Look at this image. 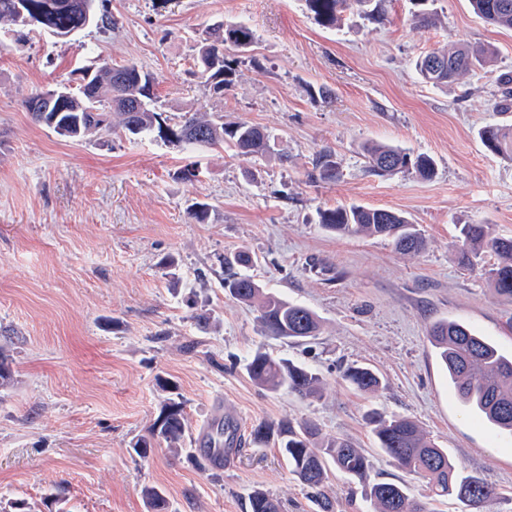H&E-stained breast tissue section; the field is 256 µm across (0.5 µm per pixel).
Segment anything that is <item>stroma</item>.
I'll list each match as a JSON object with an SVG mask.
<instances>
[{
  "mask_svg": "<svg viewBox=\"0 0 512 512\" xmlns=\"http://www.w3.org/2000/svg\"><path fill=\"white\" fill-rule=\"evenodd\" d=\"M112 29L67 39L0 29V347L14 380L0 388V501L44 499L65 489L68 512H152L159 488L168 512H248L260 490L281 512H316L307 488L261 423L313 421L323 436L365 448L366 482L329 471L336 512H368L364 483L404 485L428 512H468L431 497L425 483L382 455L365 422L378 409L412 418L458 469L486 477L496 500L481 512H512V434L495 433L463 406L430 341L442 319L465 322L512 353V302L482 268L457 262L458 227L485 224L512 237V158L488 150L481 130L512 124L499 114L495 76L512 71V30L487 24L469 0H435L436 25L412 23V0H388L375 24L357 9L338 27L315 21L302 0H105ZM220 21L243 22L255 41L228 46L223 96L194 75L196 41ZM493 47L492 67L443 87L423 82L419 55L445 45ZM102 58L151 73L165 116L218 113L271 137L269 153L185 149L124 133L70 140L35 124L22 102ZM377 141L431 156L432 179L369 173L362 147ZM332 155L336 177L313 181ZM192 165L195 181L176 179ZM207 203L204 223L189 214ZM390 209L420 225L414 256L382 237L324 230L317 212L336 206ZM248 251L251 278L312 309L315 340L291 344L262 333L258 312L222 285L224 254ZM316 370L322 398L268 392L244 365L255 351ZM364 365L384 381L364 393L342 378ZM181 401L190 437L177 454L132 450L169 399ZM224 413L241 423L234 455L215 469L187 457L193 434Z\"/></svg>",
  "mask_w": 512,
  "mask_h": 512,
  "instance_id": "stroma-1",
  "label": "stroma"
}]
</instances>
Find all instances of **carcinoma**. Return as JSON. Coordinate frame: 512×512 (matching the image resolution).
Instances as JSON below:
<instances>
[{
	"instance_id": "cac0c4a2",
	"label": "carcinoma",
	"mask_w": 512,
	"mask_h": 512,
	"mask_svg": "<svg viewBox=\"0 0 512 512\" xmlns=\"http://www.w3.org/2000/svg\"><path fill=\"white\" fill-rule=\"evenodd\" d=\"M307 11L323 26L334 27L346 9L357 6L370 21L381 24L386 17L387 0H304ZM474 12L486 23L512 29V0H470ZM95 0H0V27H15L20 16L28 18V26L58 37H68L87 27L109 29L115 25L112 15L96 12ZM255 34L242 22L222 33L212 27L197 40L194 66L197 74L216 95L224 94L228 65L224 46L252 44ZM429 54L441 59L445 68L425 72L422 57L414 62L415 71L433 86H443L458 77L494 63L495 51L465 46L438 48ZM125 80L115 81L117 67L106 62L94 65L89 78L73 90L66 84L56 89L64 92L61 99L46 98L37 110L29 111L32 119L61 136L79 140L90 136L123 131L133 136L159 138L164 142L184 145L222 146L236 149L239 155L257 157L269 150L266 132L244 121L211 118L205 112H194L178 124H169L155 107L154 78L135 65H125ZM501 90L496 108L512 109V72L498 76ZM484 145L490 151L512 154V126L489 125L481 131ZM368 171L377 176L412 170L422 179L435 173V162L426 154L411 155L405 150L382 143L365 148ZM335 162L330 155L319 156L311 177L326 181L334 177ZM318 223L329 231L348 236H384L396 250L416 254L424 250L426 238L418 225L402 214L388 209L363 206L321 209ZM492 252L498 263L486 270L487 279L496 292L512 301V238L496 237L485 224L460 225L458 259L461 265L474 267L483 254ZM253 264L246 251L224 257V288L239 301L255 303L260 310L261 330L268 336L286 340H308L320 334L318 315L308 307L265 293L242 270ZM431 342L448 372L463 405L480 413L493 427L512 434V355L477 335L467 324L455 320L437 322L431 329ZM249 378L258 386L277 392L286 390L300 398H318L323 379L310 367L285 358H274L256 352L246 364ZM350 385L365 393H375L381 386L379 375L369 367L352 365L344 372ZM378 448L396 465L426 482L435 497H454L470 506L473 500L483 502L497 497L496 485L479 475L463 474L449 460L445 449L438 447L419 424L404 416H387L377 410L366 413ZM187 431L182 402L169 401L150 428V436L138 439L135 453L145 458L155 444L178 449ZM253 442L266 444L277 439L288 459L291 472L309 489L319 512H334V504L321 493L327 466L360 481L372 467L370 455L347 438L321 436L317 425L304 421L293 425L282 421L274 427L261 423L252 430ZM153 512H167L164 495L154 487L144 489ZM365 499L372 512H424L423 505L409 494L406 486L378 482L369 486ZM250 512H279V504L270 495L254 491L249 496Z\"/></svg>"
}]
</instances>
